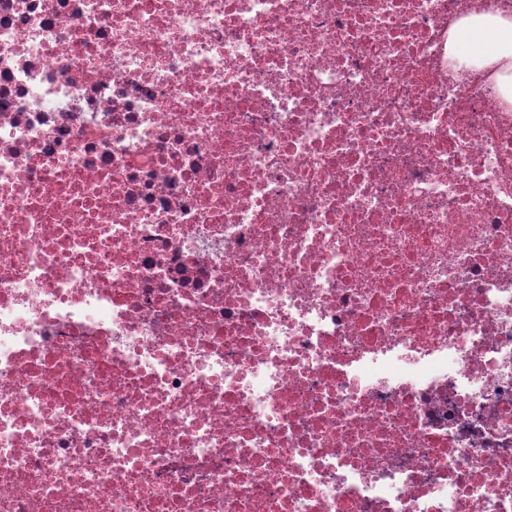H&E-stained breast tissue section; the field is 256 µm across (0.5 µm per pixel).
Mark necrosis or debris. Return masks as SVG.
<instances>
[{
  "label": "necrosis or debris",
  "instance_id": "necrosis-or-debris-1",
  "mask_svg": "<svg viewBox=\"0 0 512 512\" xmlns=\"http://www.w3.org/2000/svg\"><path fill=\"white\" fill-rule=\"evenodd\" d=\"M512 0H0V512H512ZM474 24L464 23L463 32L480 44V59L484 64L503 57L512 58V18L481 16Z\"/></svg>",
  "mask_w": 512,
  "mask_h": 512
}]
</instances>
